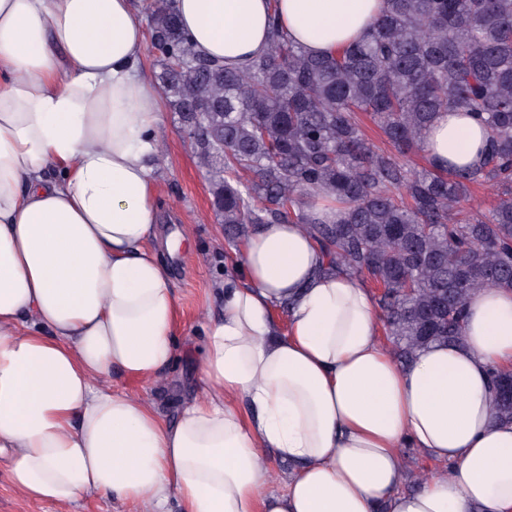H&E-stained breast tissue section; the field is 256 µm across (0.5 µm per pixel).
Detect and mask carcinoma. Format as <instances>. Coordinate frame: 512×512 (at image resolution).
I'll use <instances>...</instances> for the list:
<instances>
[{
    "label": "carcinoma",
    "instance_id": "obj_1",
    "mask_svg": "<svg viewBox=\"0 0 512 512\" xmlns=\"http://www.w3.org/2000/svg\"><path fill=\"white\" fill-rule=\"evenodd\" d=\"M149 49L170 110L192 135L228 241L254 226L304 225L330 268L379 289L394 355L461 343L464 304L483 286L512 289V0H386L369 37L314 57L277 17L268 51L243 69L201 57L172 0H148ZM441 110L477 114L489 136L470 168L417 169ZM391 150L366 142L360 114ZM496 192L486 213L461 203ZM346 205L316 224L311 192ZM497 419L512 422V373L495 374Z\"/></svg>",
    "mask_w": 512,
    "mask_h": 512
}]
</instances>
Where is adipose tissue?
Segmentation results:
<instances>
[{"mask_svg":"<svg viewBox=\"0 0 512 512\" xmlns=\"http://www.w3.org/2000/svg\"><path fill=\"white\" fill-rule=\"evenodd\" d=\"M202 57L238 67L278 15L316 56L365 39L383 0H174ZM132 0H0V459L35 501L119 499L144 512H512V290L464 305V344L402 363L356 277L324 274L301 225L245 239L244 284L200 349L203 393L174 421L113 374L156 382L175 358L178 302L158 236L162 98ZM486 129L442 111L425 155L478 162ZM288 307V329L273 311ZM442 470L403 491L400 450ZM273 449L293 464L269 486ZM495 377L499 394L494 414L499 420L512 422V373L499 372Z\"/></svg>","mask_w":512,"mask_h":512,"instance_id":"ef3b65f1","label":"adipose tissue"}]
</instances>
